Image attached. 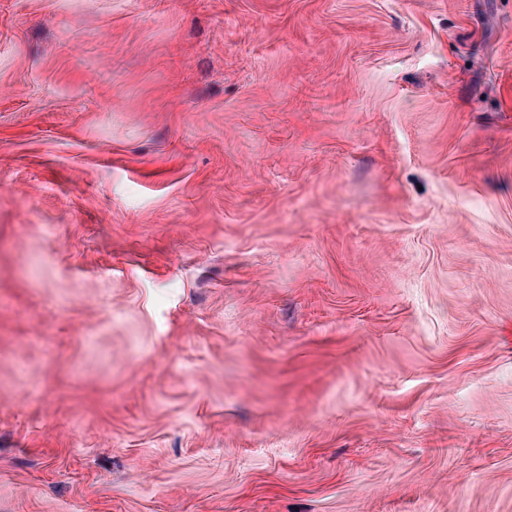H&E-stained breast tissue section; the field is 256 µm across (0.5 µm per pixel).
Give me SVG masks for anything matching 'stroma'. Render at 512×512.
I'll use <instances>...</instances> for the list:
<instances>
[{"instance_id":"obj_1","label":"stroma","mask_w":512,"mask_h":512,"mask_svg":"<svg viewBox=\"0 0 512 512\" xmlns=\"http://www.w3.org/2000/svg\"><path fill=\"white\" fill-rule=\"evenodd\" d=\"M0 512H512V0H0Z\"/></svg>"}]
</instances>
